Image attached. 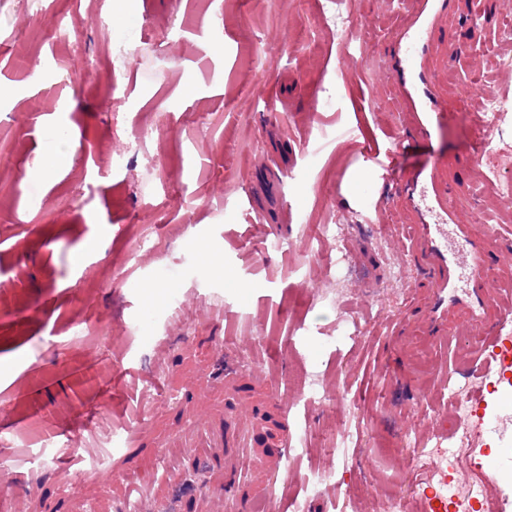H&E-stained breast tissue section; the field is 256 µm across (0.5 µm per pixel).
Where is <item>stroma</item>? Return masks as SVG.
<instances>
[{
  "label": "stroma",
  "mask_w": 512,
  "mask_h": 512,
  "mask_svg": "<svg viewBox=\"0 0 512 512\" xmlns=\"http://www.w3.org/2000/svg\"><path fill=\"white\" fill-rule=\"evenodd\" d=\"M137 37L115 46L102 35L112 0H0V198L38 158L42 131L77 134L43 195L0 205V512H67L92 498L104 512L147 491L169 497L194 453L174 438L187 416L207 414L224 426V403L248 398L268 439L290 429L294 460L275 465L272 449H252L232 493L215 471L207 490L224 495V512H384L389 495H405L412 512H428L417 493L424 447L488 450L512 465V386L498 370L465 361L478 344L465 309L448 311L450 342L421 329L400 337L424 306L414 266L376 206L393 181L448 165L455 223L485 232L496 187L481 188L462 163L478 139L480 81L512 101V8L505 0H456L448 33L467 56L450 61L443 96L448 121L432 141L393 149L389 135L405 121L399 90L381 83L386 43L404 23L388 0H346L341 36L330 0H136ZM62 15L65 38L44 18ZM370 13L372 28L358 26ZM479 23H472V16ZM97 81H79L85 68ZM287 98L288 108L272 111ZM148 131L144 152L128 168L108 163L111 150ZM316 156L302 148L314 140ZM389 153L385 178L365 174L369 151ZM166 161L146 167V156ZM480 170L512 180V112L504 113ZM262 209L255 223L242 201ZM345 228L348 261L320 235ZM150 232L153 249L134 250ZM194 240L229 265L224 278L186 249ZM22 278H15L16 267ZM158 300H150L148 283ZM37 314H30V306ZM98 331L78 340L85 327ZM259 381L211 380L216 338ZM320 378L344 404L305 402L296 384ZM479 383V405L493 421L478 439L448 430L449 382ZM37 417L44 437L24 431ZM92 421L109 446L98 462L112 478L89 491L80 481L85 450L54 430ZM144 424L134 452L129 430ZM168 451V477L153 474ZM333 471L318 488L313 473Z\"/></svg>",
  "instance_id": "stroma-1"
}]
</instances>
